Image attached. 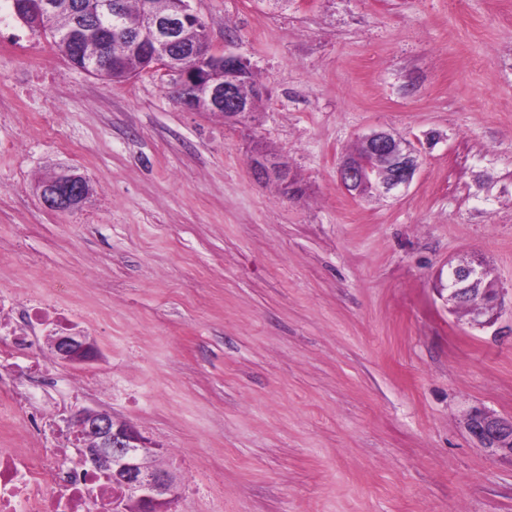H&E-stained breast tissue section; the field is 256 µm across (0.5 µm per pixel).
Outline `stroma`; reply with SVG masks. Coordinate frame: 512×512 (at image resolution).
Returning <instances> with one entry per match:
<instances>
[{"label":"stroma","instance_id":"stroma-1","mask_svg":"<svg viewBox=\"0 0 512 512\" xmlns=\"http://www.w3.org/2000/svg\"><path fill=\"white\" fill-rule=\"evenodd\" d=\"M192 6L264 88L252 131L0 19V293L63 281L97 345L70 365L40 337L57 389L157 446L172 512H512V457L466 427L512 416V0ZM378 130L418 171L352 195L337 168ZM255 140L288 190L254 179ZM65 170L92 187L72 213L39 197ZM464 255L492 326L448 309ZM484 277L485 272L479 260L461 259L457 262L453 260L448 261V296L446 299L448 309L451 311L471 303L475 298L473 297L474 289L480 288V296H482V304L484 306L473 307L470 314L471 326L478 328L491 325L496 319L495 314L492 312L493 303L497 297L496 289L481 288L482 283L472 288Z\"/></svg>","mask_w":512,"mask_h":512}]
</instances>
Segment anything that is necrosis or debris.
<instances>
[{
    "label": "necrosis or debris",
    "mask_w": 512,
    "mask_h": 512,
    "mask_svg": "<svg viewBox=\"0 0 512 512\" xmlns=\"http://www.w3.org/2000/svg\"><path fill=\"white\" fill-rule=\"evenodd\" d=\"M50 309L41 294L0 305V359L36 351L33 324L44 320ZM54 312V331L73 325L72 310ZM43 369L42 361H33L22 385L13 374L0 372V402L9 407L8 413L0 415V430L29 427L42 432L62 416L64 407L51 401ZM111 502V485L75 461L72 448H33L26 453L0 448V512H104Z\"/></svg>",
    "instance_id": "4bbe7bcc"
}]
</instances>
